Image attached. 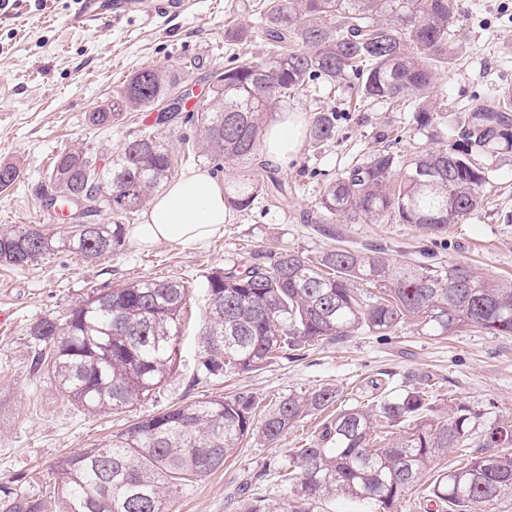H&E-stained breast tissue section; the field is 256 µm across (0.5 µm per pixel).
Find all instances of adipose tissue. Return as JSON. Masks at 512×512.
<instances>
[{"label":"adipose tissue","instance_id":"ef3b65f1","mask_svg":"<svg viewBox=\"0 0 512 512\" xmlns=\"http://www.w3.org/2000/svg\"><path fill=\"white\" fill-rule=\"evenodd\" d=\"M302 136L300 113L281 114L264 138L266 160L275 166L294 157ZM231 219L232 212L224 204L223 184L208 171L197 170L170 183L146 210L141 223L133 225L131 235L143 247L162 241L190 245L209 238Z\"/></svg>","mask_w":512,"mask_h":512}]
</instances>
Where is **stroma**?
I'll list each match as a JSON object with an SVG mask.
<instances>
[{
  "label": "stroma",
  "instance_id": "obj_1",
  "mask_svg": "<svg viewBox=\"0 0 512 512\" xmlns=\"http://www.w3.org/2000/svg\"><path fill=\"white\" fill-rule=\"evenodd\" d=\"M75 0H0V163L18 170L10 189L0 192L1 224H35L42 211L36 189L58 154L89 147L109 155L121 149L125 129L94 130L87 116L110 102L135 72L158 65L190 66L180 74L195 102L210 92L212 72L228 58L264 61L266 41L249 37L263 0H182L169 14H141L72 25ZM461 58L439 82L436 104L446 128L462 124L473 94L491 96L512 86V0H466L456 26ZM287 111L311 119L313 110H336V134L328 141L303 140L298 154L269 165L263 154L225 165L216 176L231 183H255L276 176L288 188L289 205L279 208L258 196L250 210L235 212L198 246L162 242L144 248L128 242L118 256L85 262L56 252L22 269L0 266V483L18 481L21 490L42 492L53 484V464L161 410L213 396L250 393L271 403L291 393L323 385L339 391L340 402L368 404L384 392L427 382L437 406L467 404L481 413L482 425L512 420V336L463 332L445 340L399 328L379 338L359 333L310 347L297 359H280L257 371L191 385L201 353L197 337L206 316L200 286L207 276L251 249L263 259L292 251L306 258L330 245L318 229L313 209L325 185L363 162L376 133L401 132L395 149L404 157L438 150L450 137L431 138L415 130L402 103L348 108L343 92L312 86L289 99ZM495 181L471 218L451 225L432 240L414 224H339L345 241L412 254L435 252L468 263L480 275L512 285V156L488 160ZM176 278L190 289L189 315L179 348L182 366L143 402L97 416L80 411L32 369L26 330L45 315H64L90 288H107L143 279ZM327 412L306 416L279 446L244 441L224 466L203 477L178 498L172 512H245L252 504L272 506L287 493L276 476L288 459L286 449L308 442ZM461 456L449 449L409 487L397 512H425L427 489L437 473L454 469Z\"/></svg>",
  "mask_w": 512,
  "mask_h": 512
}]
</instances>
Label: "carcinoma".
<instances>
[{
    "label": "carcinoma",
    "instance_id": "carcinoma-1",
    "mask_svg": "<svg viewBox=\"0 0 512 512\" xmlns=\"http://www.w3.org/2000/svg\"><path fill=\"white\" fill-rule=\"evenodd\" d=\"M463 10V0H266L254 33L273 51L261 63L234 57L215 70L208 99L187 117L195 134L179 141L210 163L250 160L269 115L311 84L361 102L404 101L416 128L438 137L444 117L430 93L456 61L452 36ZM176 85L172 65L140 70L88 122L119 128L132 113L154 110ZM466 112L447 149L407 159L390 149L397 138L375 136L365 162L326 184L319 209L340 223L387 220L446 234L482 205L494 178L483 158L512 153L511 89L489 101L474 97ZM308 134L315 143L332 139L336 112H316ZM179 154L166 129L153 123L128 135L108 167H99L103 153L90 148L56 156L38 189L47 219L74 211L72 197L81 195L93 205L94 222L63 233L51 224H1L0 263L23 269L54 252L83 259L121 252L124 220L172 179ZM262 190L288 205L281 184L261 187L249 178L224 187V204L246 211ZM203 291L199 383L358 333L390 336L405 324L432 339L468 328L512 335L511 286L461 262L414 264L384 251L339 246L312 259L285 252L262 263L251 253L210 273ZM189 299L188 287L175 279L94 290L66 315L29 327L33 368L85 413L133 405L177 373ZM337 401L338 390L322 386L280 397L260 420L259 400L249 393L165 409L60 458L51 502L0 484V512H171L174 499L221 468L243 440L275 447L302 418ZM478 419L464 404L447 411L433 406L414 384L370 405L338 408L313 439L288 450V465L279 470L288 497L248 512H314L336 495L369 512H395L403 492L437 458L469 444ZM503 436H512L511 421L488 426L478 447L495 452L437 474L429 501L448 512H491L512 493V451L498 450Z\"/></svg>",
    "mask_w": 512,
    "mask_h": 512
}]
</instances>
